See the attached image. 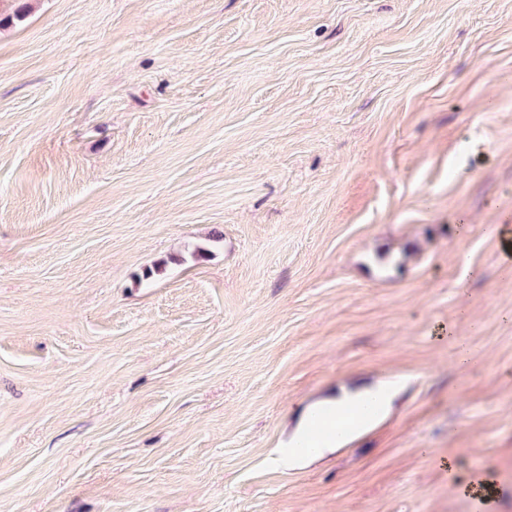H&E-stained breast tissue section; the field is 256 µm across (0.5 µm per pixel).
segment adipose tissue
<instances>
[{
	"label": "adipose tissue",
	"mask_w": 512,
	"mask_h": 512,
	"mask_svg": "<svg viewBox=\"0 0 512 512\" xmlns=\"http://www.w3.org/2000/svg\"><path fill=\"white\" fill-rule=\"evenodd\" d=\"M395 396L394 384L380 383L356 389L339 397H328L307 407L287 446L275 451L271 456V464H301L308 460L309 456L324 455L338 447L347 437L383 418L392 407ZM350 411L357 413L356 422L339 430L325 432L318 440H311V425L319 414Z\"/></svg>",
	"instance_id": "1"
}]
</instances>
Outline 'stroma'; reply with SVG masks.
<instances>
[{
  "mask_svg": "<svg viewBox=\"0 0 512 512\" xmlns=\"http://www.w3.org/2000/svg\"><path fill=\"white\" fill-rule=\"evenodd\" d=\"M505 224L512 0H0V512H512ZM396 396V387L392 383H380L373 386H366L340 397H328L316 404L307 407L297 424L296 430L288 441L285 448L275 450L270 458L274 466L302 464L311 457L321 456L338 447L347 437L354 435L360 429L366 428L383 418L393 405ZM356 412L358 419L345 428L336 431L332 429L321 434L329 426L323 419L317 421L312 428L317 441L310 443V429L314 419L322 413H346ZM348 415L336 414V423ZM301 448H313L309 452Z\"/></svg>",
  "mask_w": 512,
  "mask_h": 512,
  "instance_id": "obj_1",
  "label": "stroma"
}]
</instances>
